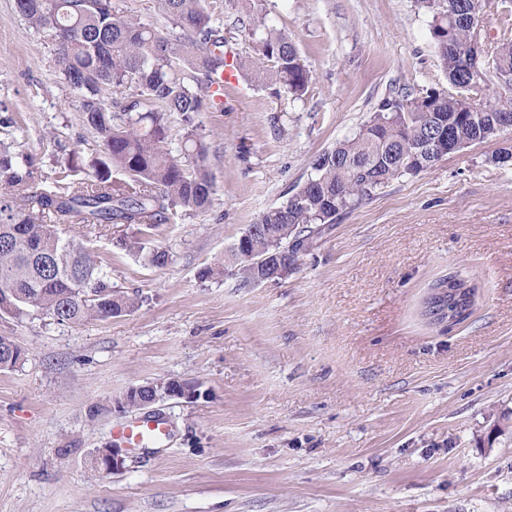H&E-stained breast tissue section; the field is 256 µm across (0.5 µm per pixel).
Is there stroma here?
I'll return each instance as SVG.
<instances>
[{"instance_id": "35a3bbf8", "label": "stroma", "mask_w": 512, "mask_h": 512, "mask_svg": "<svg viewBox=\"0 0 512 512\" xmlns=\"http://www.w3.org/2000/svg\"><path fill=\"white\" fill-rule=\"evenodd\" d=\"M239 37L265 17L313 73L302 99L239 77L200 116L211 209L141 233L84 227L129 315L60 324L0 315L27 357L0 370V512H512V129L376 189L300 253L285 278L203 280L245 229L285 201L319 152L354 135L378 103L444 88L431 18L416 0H204ZM0 140L54 176L68 158L94 174L106 154L78 95L14 0H0ZM140 238L156 268L116 246ZM476 288L465 322L423 314L436 280ZM191 398L150 406L168 446L125 450L103 473L125 393L157 379Z\"/></svg>"}]
</instances>
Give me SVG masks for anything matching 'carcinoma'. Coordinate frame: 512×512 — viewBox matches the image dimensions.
Listing matches in <instances>:
<instances>
[{
	"instance_id": "1",
	"label": "carcinoma",
	"mask_w": 512,
	"mask_h": 512,
	"mask_svg": "<svg viewBox=\"0 0 512 512\" xmlns=\"http://www.w3.org/2000/svg\"><path fill=\"white\" fill-rule=\"evenodd\" d=\"M431 15L433 44L451 90L386 98L354 136L315 156L314 176L256 223L265 232L251 249L260 257L275 248L296 264L315 227L333 224L385 183L434 166L425 153L430 127L442 123L454 151L499 134L512 121V39L501 38L488 60L472 69L466 47L473 17L467 0H418ZM171 24L162 31L124 14L114 0H15L16 10L36 33L52 36L55 64L79 93L85 125L103 143L107 162L92 180H75L68 163L48 188H40L42 169L0 142V312L16 318L43 313L59 322L81 325L134 312L136 296L114 288L84 235H68L60 224H140L151 230L170 217L195 215L213 202L214 183L205 165L206 146L198 137L199 116L224 87V71L248 70L269 78L299 99L312 81L311 71L287 31L257 17L244 37L259 46L254 57L226 50L229 40L212 23L202 0H158ZM484 88V108L473 109L463 87ZM121 88L131 96L107 104ZM182 126L180 153L166 148L171 119ZM127 175L111 180L110 168ZM233 270L243 287L253 270L231 251L224 266L206 267L200 278ZM475 287L457 273L436 280L424 300L432 324L461 323L473 313ZM27 352L0 336V370L17 367Z\"/></svg>"
}]
</instances>
